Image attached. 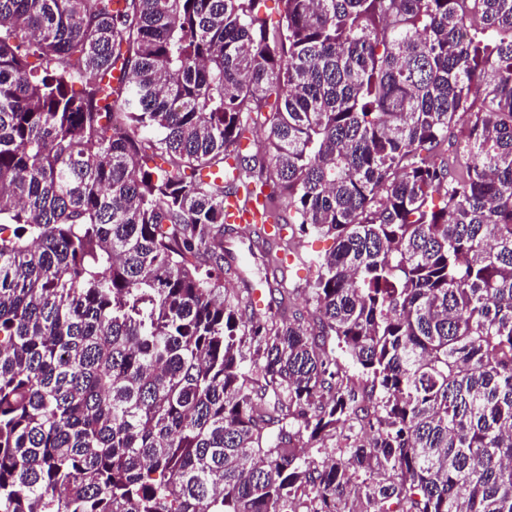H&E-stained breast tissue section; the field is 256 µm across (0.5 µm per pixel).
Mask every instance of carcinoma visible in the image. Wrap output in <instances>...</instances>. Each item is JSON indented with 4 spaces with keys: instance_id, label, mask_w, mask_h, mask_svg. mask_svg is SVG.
<instances>
[{
    "instance_id": "carcinoma-1",
    "label": "carcinoma",
    "mask_w": 512,
    "mask_h": 512,
    "mask_svg": "<svg viewBox=\"0 0 512 512\" xmlns=\"http://www.w3.org/2000/svg\"><path fill=\"white\" fill-rule=\"evenodd\" d=\"M281 2L0 0V512H512V0ZM224 223V244L234 238L231 227L226 224H233L237 231L253 225L261 227L271 239H278L283 234L278 212L271 208L267 198L261 193H245L240 190L236 195L224 199ZM294 225L295 235L292 247L295 254V262L289 270V265L293 263L294 258L288 254L286 256V263H284V269L285 272L289 270V287L299 288L295 300L296 307L304 310L309 292L308 288H312L314 280V272L310 267L309 260L329 250L333 245V240L315 235H305L298 230V225ZM233 267L237 268L236 274H226L224 271V288H228L229 291H239L241 289V281H243V278H241L240 270L244 271L248 279H250L253 282L256 288L255 290L252 291L251 295L253 308L258 314L262 313L263 310L268 308V304H265L263 293L267 294V298L269 300V286L267 281L272 283V276L266 274V271L262 267L253 268L251 271L242 268V266L239 263H233ZM265 313L266 311H264L260 316H255L263 317Z\"/></svg>"
}]
</instances>
